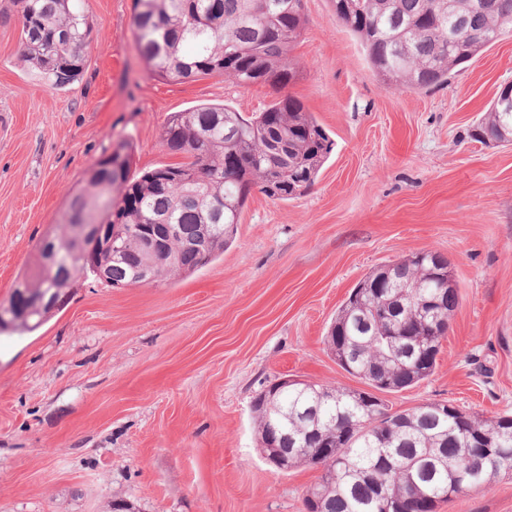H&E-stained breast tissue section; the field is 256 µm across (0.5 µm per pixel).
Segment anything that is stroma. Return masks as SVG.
Here are the masks:
<instances>
[{
	"label": "stroma",
	"instance_id": "1",
	"mask_svg": "<svg viewBox=\"0 0 512 512\" xmlns=\"http://www.w3.org/2000/svg\"><path fill=\"white\" fill-rule=\"evenodd\" d=\"M81 6L88 64L62 91L20 66L19 22L0 20V302L103 153L127 140L133 171L172 164L159 130L173 113L214 103L249 116L280 95L151 77L134 0ZM304 11L288 92L334 142L314 186L286 201L252 191L231 243L191 275L89 279L35 332L0 336V512H303L319 472L264 458L253 399L284 377L361 388L328 329L369 272L412 252L448 260L458 306L433 374L385 401L512 414V143L471 136L512 84V38L409 91L375 76L330 0ZM437 512H512V475Z\"/></svg>",
	"mask_w": 512,
	"mask_h": 512
}]
</instances>
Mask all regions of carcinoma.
I'll return each instance as SVG.
<instances>
[{
  "label": "carcinoma",
  "mask_w": 512,
  "mask_h": 512,
  "mask_svg": "<svg viewBox=\"0 0 512 512\" xmlns=\"http://www.w3.org/2000/svg\"><path fill=\"white\" fill-rule=\"evenodd\" d=\"M479 1L482 8H473ZM336 21L355 34L368 61L387 85L422 90L448 82V74L488 44L512 36V0H331ZM135 45L149 73L166 81L221 76L241 86L280 90L299 76L292 51L308 23L303 0H134ZM20 24V60L51 86L77 82L86 67L92 22L78 0H10ZM475 136L486 143L512 137V102L496 99ZM162 146L186 161L131 174L129 147L102 155L84 185L68 198L58 248L75 247L71 224L113 210V223L138 230L170 224L163 251L152 258L160 283L192 274L224 252L241 211L255 189L288 200L306 192L333 150L314 116L290 94L264 111L244 116L224 104L176 112L160 133ZM110 287L141 284L144 257L127 248L103 256ZM432 259L419 252L373 269L336 313L329 335L342 331L345 360L337 364L380 392H399L433 374L441 339L430 343L424 366L401 362L376 343L380 336L428 337L430 320L419 303L442 290L437 278L419 275ZM83 277L79 262L67 279L39 252L36 265L0 304V332L33 331L64 308ZM252 405L260 440L277 435L290 467L321 470L312 486L318 501L305 512H393L390 504L418 494L420 512H437L463 490L489 488L512 474V432L477 467L461 465L472 451L460 412L444 418L424 404L394 411L370 394L338 385L306 384Z\"/></svg>",
  "instance_id": "carcinoma-1"
}]
</instances>
